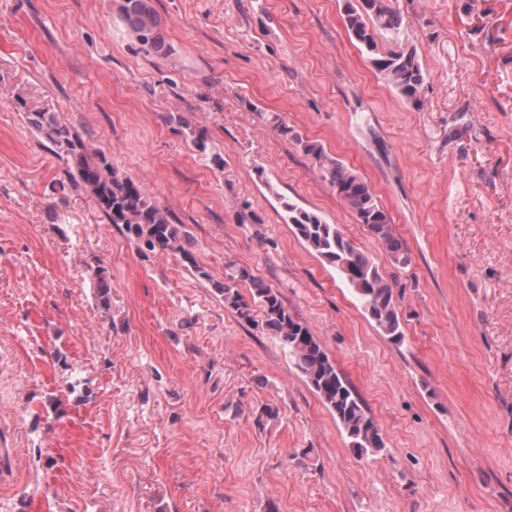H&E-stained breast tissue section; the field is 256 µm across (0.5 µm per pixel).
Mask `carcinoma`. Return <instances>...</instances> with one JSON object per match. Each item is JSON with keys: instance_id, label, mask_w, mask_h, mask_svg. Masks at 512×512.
I'll use <instances>...</instances> for the list:
<instances>
[{"instance_id": "1", "label": "carcinoma", "mask_w": 512, "mask_h": 512, "mask_svg": "<svg viewBox=\"0 0 512 512\" xmlns=\"http://www.w3.org/2000/svg\"><path fill=\"white\" fill-rule=\"evenodd\" d=\"M121 17L144 52L161 56L173 53L172 46L165 41L161 17L151 0H122ZM342 19L349 37L375 72L404 99L417 101L426 74L417 50L403 43V18L391 5V0H344ZM258 116L314 158L322 179L336 191L370 237L380 244L391 264L402 273L408 272L413 264L411 251L370 184L346 163L330 156L322 145L303 139L279 116L265 112ZM26 118L36 132L55 147L68 185L90 196L108 223L136 242L139 251L178 253L199 278H209L189 248V234L184 226L173 223L169 211L152 200L146 187L131 180L103 151L71 131L58 113L39 110L26 113ZM178 123L190 131L192 143L200 155L218 167L224 164L203 131L190 129L181 119ZM281 204L296 237L311 253L336 270L377 331L392 343L403 342L397 277L384 274L367 253L342 234L338 225L327 223L320 214L290 199L282 200ZM246 281L250 283L249 300L238 290V283ZM217 290L224 296V307L238 320L260 326L280 341L358 456H373L384 451L386 443L368 407L306 322L289 311L277 289L255 278L246 268L229 264L224 283L217 285ZM257 310L261 314L259 321L254 316Z\"/></svg>"}]
</instances>
